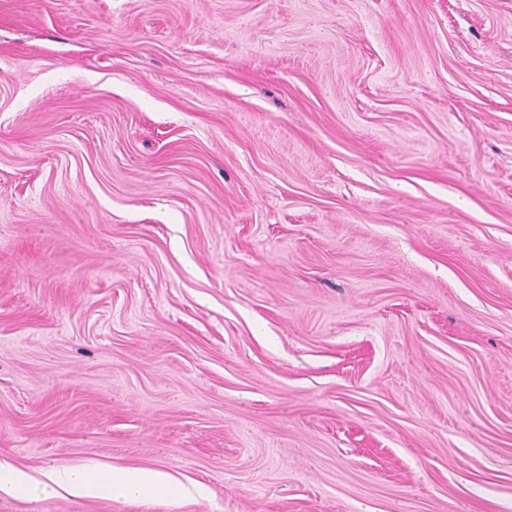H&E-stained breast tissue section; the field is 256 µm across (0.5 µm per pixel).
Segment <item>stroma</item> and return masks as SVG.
Here are the masks:
<instances>
[{
    "label": "stroma",
    "instance_id": "stroma-1",
    "mask_svg": "<svg viewBox=\"0 0 512 512\" xmlns=\"http://www.w3.org/2000/svg\"><path fill=\"white\" fill-rule=\"evenodd\" d=\"M0 512H512V0H0ZM170 481L162 471L146 468H112L103 472L94 465L50 467L35 477L25 471L0 464V493L22 495L36 500L57 491L72 497H107L115 491L142 495Z\"/></svg>",
    "mask_w": 512,
    "mask_h": 512
}]
</instances>
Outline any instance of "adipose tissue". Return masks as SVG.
<instances>
[{
  "label": "adipose tissue",
  "instance_id": "1",
  "mask_svg": "<svg viewBox=\"0 0 512 512\" xmlns=\"http://www.w3.org/2000/svg\"><path fill=\"white\" fill-rule=\"evenodd\" d=\"M169 480L168 474L146 468H113L104 472L93 465L50 467L36 477L0 464V493L22 495L32 500L57 491L77 498L106 497L116 491L127 495H142Z\"/></svg>",
  "mask_w": 512,
  "mask_h": 512
}]
</instances>
